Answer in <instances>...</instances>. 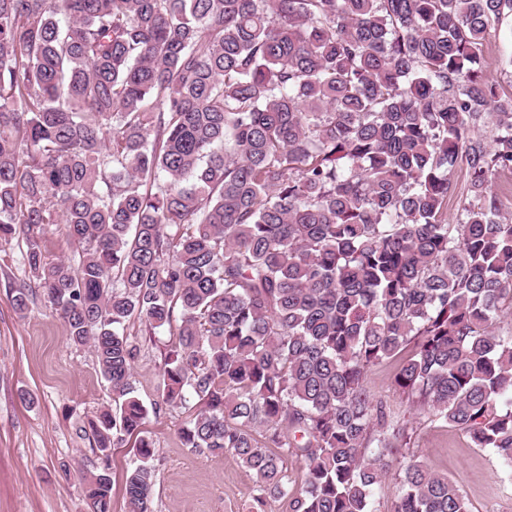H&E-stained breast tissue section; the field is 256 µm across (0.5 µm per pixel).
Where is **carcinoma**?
<instances>
[{"label": "carcinoma", "instance_id": "obj_1", "mask_svg": "<svg viewBox=\"0 0 512 512\" xmlns=\"http://www.w3.org/2000/svg\"><path fill=\"white\" fill-rule=\"evenodd\" d=\"M512 0H0V240L90 345L109 456L137 436L129 512H152L149 413L183 445L234 453L254 501L290 512H471L415 459L395 388L512 480V95L482 70ZM469 196L448 223L453 175ZM77 259H47L50 225ZM168 330L161 402L134 395L133 324ZM293 457L301 485L288 471Z\"/></svg>", "mask_w": 512, "mask_h": 512}]
</instances>
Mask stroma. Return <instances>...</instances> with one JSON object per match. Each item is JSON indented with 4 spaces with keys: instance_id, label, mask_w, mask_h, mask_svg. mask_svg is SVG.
I'll return each mask as SVG.
<instances>
[{
    "instance_id": "1",
    "label": "stroma",
    "mask_w": 512,
    "mask_h": 512,
    "mask_svg": "<svg viewBox=\"0 0 512 512\" xmlns=\"http://www.w3.org/2000/svg\"><path fill=\"white\" fill-rule=\"evenodd\" d=\"M512 21L487 36L483 71L512 92ZM29 272L17 243L0 244V512H87L86 474L101 466L88 421L110 401L94 352L67 340L43 300L27 314L14 305ZM170 339L141 337L133 376L145 403L159 399L158 368ZM398 364L367 374L366 387L395 415L420 422L416 446L433 471L459 479L472 512H512V482L499 465L457 429L422 419L393 385ZM181 410L149 415L144 434L155 447L154 512H251L254 481L233 453L219 456L183 446Z\"/></svg>"
}]
</instances>
